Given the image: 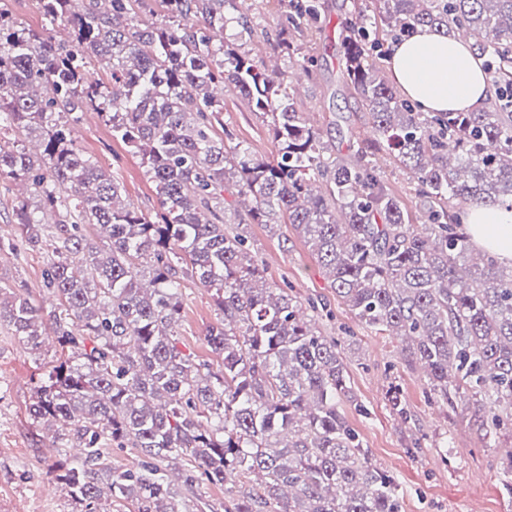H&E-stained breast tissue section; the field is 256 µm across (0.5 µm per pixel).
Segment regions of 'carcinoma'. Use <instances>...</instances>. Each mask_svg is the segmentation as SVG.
<instances>
[{
	"label": "carcinoma",
	"instance_id": "1",
	"mask_svg": "<svg viewBox=\"0 0 512 512\" xmlns=\"http://www.w3.org/2000/svg\"><path fill=\"white\" fill-rule=\"evenodd\" d=\"M56 42L5 20L0 8V180L31 197L13 209L24 242L54 217L44 271L60 307L50 313L60 355L40 374L29 412L54 428L58 468L78 512L102 497L132 512H185L178 500L224 484V512H401L399 483L369 458L340 410L354 398L336 339L307 320L284 290L262 285L245 237L225 228L226 183L252 200L250 224H290L316 256L355 321L408 342L444 402L475 401L494 434L512 412V266L473 245L462 216L473 205L512 207V0H374L380 27L353 3L342 24V76L368 112L374 138L348 159L300 112L283 74L244 57L224 32L232 0H161L164 22L140 26L136 0H42ZM288 37L314 28L318 0H288ZM421 26L461 30L476 42L496 87L475 112H419L369 59ZM98 66L110 81L89 78ZM232 85L269 119L275 161L218 134ZM98 110L155 183L148 219L117 206L120 186L86 157L71 125ZM40 141L31 153L25 142ZM382 147L420 183L419 214L391 193L374 161ZM108 239L101 253L92 236ZM476 255V269L463 261ZM150 260L146 288L139 266ZM213 292L222 321L206 330L213 368L182 354L172 328L180 274ZM39 352L43 314L0 286V323ZM138 449L133 469H112V444ZM183 461L181 489L167 468ZM262 474L256 488L246 486ZM512 495V448L501 456Z\"/></svg>",
	"mask_w": 512,
	"mask_h": 512
}]
</instances>
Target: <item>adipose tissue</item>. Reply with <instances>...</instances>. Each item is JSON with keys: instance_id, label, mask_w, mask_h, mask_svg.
<instances>
[{"instance_id": "ef3b65f1", "label": "adipose tissue", "mask_w": 512, "mask_h": 512, "mask_svg": "<svg viewBox=\"0 0 512 512\" xmlns=\"http://www.w3.org/2000/svg\"><path fill=\"white\" fill-rule=\"evenodd\" d=\"M389 71L400 91L428 112L471 111L493 94L474 42L434 28L396 44ZM466 222L479 247L512 263V208L474 206Z\"/></svg>"}]
</instances>
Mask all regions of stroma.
I'll return each mask as SVG.
<instances>
[{
    "mask_svg": "<svg viewBox=\"0 0 512 512\" xmlns=\"http://www.w3.org/2000/svg\"><path fill=\"white\" fill-rule=\"evenodd\" d=\"M352 0H324L313 33L295 37L296 56L281 53L276 34L285 21L279 0H236L224 11V43L278 67L299 69L298 57L312 58L310 74L294 92L299 111L309 115L324 142L346 150L371 135L370 117L342 78L340 23ZM17 26L58 40L69 37L64 24L46 27L38 0H0ZM247 12L252 32L241 35L237 11ZM224 127L233 142L267 161L278 156L264 119L235 92L224 94ZM77 141L119 183L120 200L145 216L160 209L155 186L130 147L112 136L101 113L85 110L73 125ZM21 196L17 180L0 182V285L50 309L44 283L45 247L19 243L12 207ZM247 245L270 287L287 289L305 305L319 331L336 337L347 365L354 401L342 409L377 466L402 489L401 512H512V496L500 484L498 460L512 447V434L489 437L477 405L446 404L435 397L424 370L409 362L401 337L359 325L337 298L308 245L289 224H248ZM222 315L210 291L183 275L181 313L174 335L178 349L197 361H214L206 340ZM59 355L53 330H46L39 354H30L8 326H0V512H76L66 488L52 473L59 461L53 439L29 414L39 380L38 364ZM398 385L408 406L400 419L386 397Z\"/></svg>",
    "mask_w": 512,
    "mask_h": 512,
    "instance_id": "1",
    "label": "stroma"
}]
</instances>
